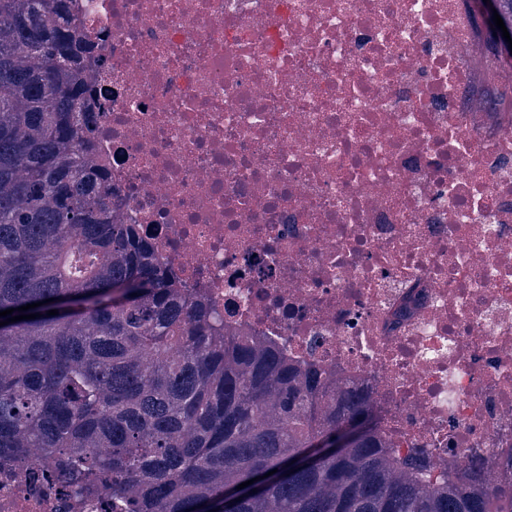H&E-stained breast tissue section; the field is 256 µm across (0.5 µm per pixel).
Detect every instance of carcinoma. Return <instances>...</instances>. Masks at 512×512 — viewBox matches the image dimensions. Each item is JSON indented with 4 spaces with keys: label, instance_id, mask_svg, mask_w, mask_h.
Wrapping results in <instances>:
<instances>
[{
    "label": "carcinoma",
    "instance_id": "cac0c4a2",
    "mask_svg": "<svg viewBox=\"0 0 512 512\" xmlns=\"http://www.w3.org/2000/svg\"><path fill=\"white\" fill-rule=\"evenodd\" d=\"M70 2L0 0V311L50 300L0 326V457L34 492L94 486L107 512H512L488 463L420 482L429 463L394 460L362 390L163 283L88 158L94 44Z\"/></svg>",
    "mask_w": 512,
    "mask_h": 512
}]
</instances>
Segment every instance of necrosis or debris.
<instances>
[{
    "label": "necrosis or debris",
    "mask_w": 512,
    "mask_h": 512,
    "mask_svg": "<svg viewBox=\"0 0 512 512\" xmlns=\"http://www.w3.org/2000/svg\"><path fill=\"white\" fill-rule=\"evenodd\" d=\"M93 155L169 282L512 479V86L466 0H76ZM0 467V512H103Z\"/></svg>",
    "instance_id": "4bbe7bcc"
}]
</instances>
